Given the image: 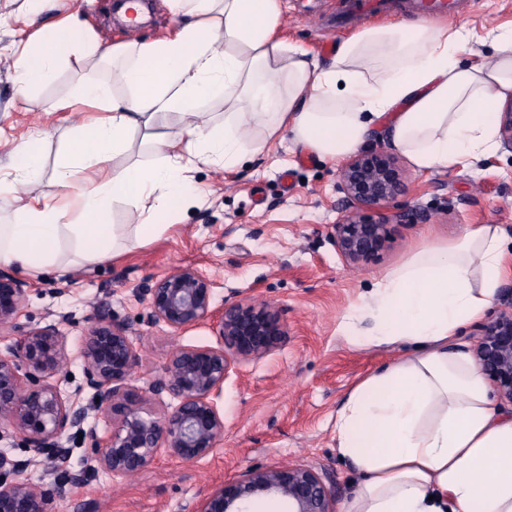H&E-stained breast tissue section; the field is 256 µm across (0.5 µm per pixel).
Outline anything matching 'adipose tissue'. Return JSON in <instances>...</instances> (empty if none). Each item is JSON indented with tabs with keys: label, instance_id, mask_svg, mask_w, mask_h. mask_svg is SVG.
Returning a JSON list of instances; mask_svg holds the SVG:
<instances>
[{
	"label": "adipose tissue",
	"instance_id": "obj_1",
	"mask_svg": "<svg viewBox=\"0 0 512 512\" xmlns=\"http://www.w3.org/2000/svg\"><path fill=\"white\" fill-rule=\"evenodd\" d=\"M183 23L162 40L113 45L112 81L58 102L81 113L58 160L55 197L80 187L79 217L29 202L0 224V264L55 266L62 246L88 261L121 250L112 204L140 203V237L164 233L200 200L193 172L233 171L246 155L291 134L336 159L356 151L388 118L386 142L418 170L450 168L498 148L496 110L512 97V31L493 34L490 61L460 65L463 29L370 25L320 61L280 31L281 0H168ZM68 17L39 27L16 64L17 96L51 79L68 56L98 54ZM224 105V127L203 103ZM259 127L252 135L251 127ZM154 157L121 163L134 136ZM512 274L497 225L473 224L455 242L425 244L379 278L371 299L343 317L363 319L375 346L414 354L356 384L336 413L337 448L362 475L343 512H512V415L496 407L471 349L460 340Z\"/></svg>",
	"mask_w": 512,
	"mask_h": 512
}]
</instances>
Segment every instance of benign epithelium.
<instances>
[{
    "label": "benign epithelium",
    "mask_w": 512,
    "mask_h": 512,
    "mask_svg": "<svg viewBox=\"0 0 512 512\" xmlns=\"http://www.w3.org/2000/svg\"><path fill=\"white\" fill-rule=\"evenodd\" d=\"M340 187L346 209L334 227V243L349 267L357 268L383 248L390 221L408 222L415 215L384 212L405 182L395 157L382 150L349 159ZM28 292L27 282L0 269V334L12 338L0 352V439H19L24 452L0 451V512H51L64 492L54 474L67 468L72 454L62 445L65 438L89 442L99 467L119 478L140 472L162 449L184 461L209 455L224 436L213 397L239 361L269 354L287 334L271 304L239 300L225 306L216 323L217 346L177 349L149 385L152 395L165 392L173 400L157 415L141 406L128 384L139 358L126 327L100 312L80 348L85 385L93 391L87 408L50 382L68 356L67 337L52 324L20 322ZM212 295L210 280L191 266L178 267L150 289L151 313L173 331H184L213 317ZM473 356L499 396L512 403V306L482 326ZM90 408L108 420L107 435L84 427ZM47 461L51 480L32 484L24 478L30 467ZM262 497L284 502L286 512H334L323 473L297 464L253 470L188 512H250Z\"/></svg>",
    "instance_id": "obj_1"
}]
</instances>
